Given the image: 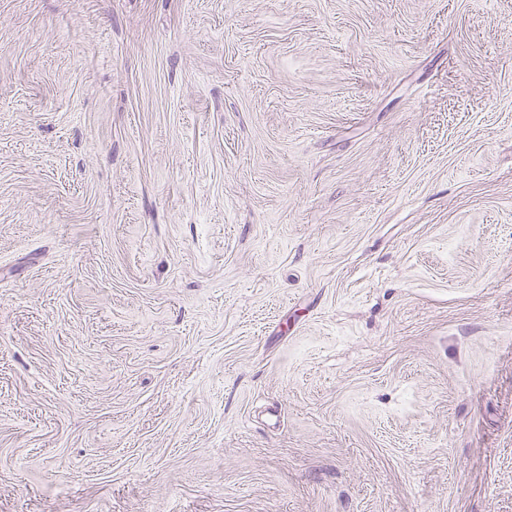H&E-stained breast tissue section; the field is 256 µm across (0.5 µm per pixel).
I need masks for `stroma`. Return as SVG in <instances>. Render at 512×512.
Returning <instances> with one entry per match:
<instances>
[{
  "instance_id": "1",
  "label": "stroma",
  "mask_w": 512,
  "mask_h": 512,
  "mask_svg": "<svg viewBox=\"0 0 512 512\" xmlns=\"http://www.w3.org/2000/svg\"><path fill=\"white\" fill-rule=\"evenodd\" d=\"M0 512H512V0H0Z\"/></svg>"
}]
</instances>
